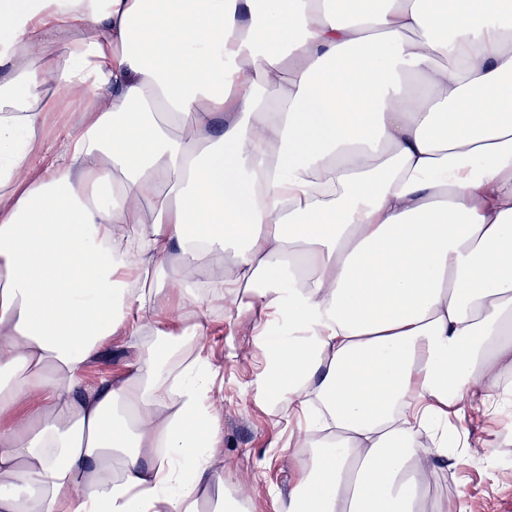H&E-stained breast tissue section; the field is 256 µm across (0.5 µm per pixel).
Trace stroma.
Returning a JSON list of instances; mask_svg holds the SVG:
<instances>
[{
  "instance_id": "obj_1",
  "label": "stroma",
  "mask_w": 512,
  "mask_h": 512,
  "mask_svg": "<svg viewBox=\"0 0 512 512\" xmlns=\"http://www.w3.org/2000/svg\"><path fill=\"white\" fill-rule=\"evenodd\" d=\"M208 328L209 360L224 375V456L216 469L225 486L239 488L249 512H272L271 492L293 487L296 464L308 451H284L285 420L257 394L248 323L217 309ZM510 429L512 405L506 403L480 416H450L448 436L460 447L437 461L436 474L421 492L423 512H448L461 491L467 512H512V468H495L485 457L490 445L512 456V440L505 438Z\"/></svg>"
}]
</instances>
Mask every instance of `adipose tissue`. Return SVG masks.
<instances>
[{
	"label": "adipose tissue",
	"instance_id": "ef3b65f1",
	"mask_svg": "<svg viewBox=\"0 0 512 512\" xmlns=\"http://www.w3.org/2000/svg\"><path fill=\"white\" fill-rule=\"evenodd\" d=\"M227 249L305 420L274 512H420L507 395L512 0H0V512H243L190 278ZM78 119L79 115L77 112H46V121L43 129L44 139L52 142L65 125H75ZM127 352L113 346L94 359L89 367L88 376L98 377L102 374H112V378H121L124 371Z\"/></svg>",
	"mask_w": 512,
	"mask_h": 512
}]
</instances>
